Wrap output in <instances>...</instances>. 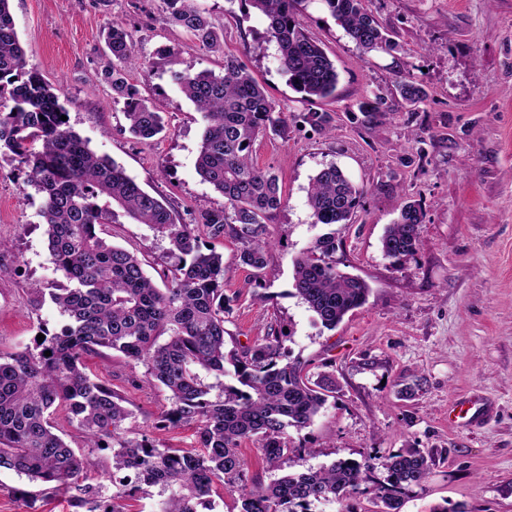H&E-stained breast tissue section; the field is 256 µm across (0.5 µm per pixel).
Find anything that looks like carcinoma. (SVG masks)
I'll return each instance as SVG.
<instances>
[{
	"mask_svg": "<svg viewBox=\"0 0 512 512\" xmlns=\"http://www.w3.org/2000/svg\"><path fill=\"white\" fill-rule=\"evenodd\" d=\"M261 15L265 41L274 43L280 70L302 99L315 103L335 97L338 73L321 44L295 18L303 0H240ZM363 53H388L396 43L366 8V0H320ZM166 21L183 28L203 47L224 55V74L210 70L171 72L204 123L196 168L202 180L224 196L221 209L202 208L198 220L210 238L231 236L238 260L258 273L265 268L269 241L263 228L285 203L278 175L252 160L256 141L288 134V115L277 110L266 89L234 55L224 52V34L192 0H163ZM109 57L104 75L116 98L123 99L128 132L152 139L166 129L161 112L140 97L125 77L137 63L134 43L120 23L107 33ZM396 88L410 106L426 92L411 74ZM0 158L25 165L26 184L42 195L51 263L65 282L49 296L65 324L40 329L41 343L20 351H0V469L14 470L53 492L71 494L87 512H130L128 500L140 486H160L170 494L158 512H198V506L224 493L234 496L237 512H311V505L368 494L380 512H401L404 496L421 486L433 465L418 448H400L375 463L338 459L319 468L301 462L303 447L288 446V430L309 428L335 397L336 384L312 379L293 358L282 332L248 346L226 349L225 317L237 297L224 294V253L201 241L190 224H181L123 166L96 155L76 134L60 103V90L28 67L10 11L0 0ZM362 191L335 164L311 178L307 203L315 224H348ZM148 226L169 244L167 284L158 287L130 250L103 237L118 213ZM425 209L403 205L382 238L384 255L397 262L420 249L419 227ZM336 237H318L294 260L295 295L321 325L334 329L363 306L369 294L364 279L336 264ZM51 355H45V352ZM116 352L131 367L145 368L141 382L168 392L164 427L193 425L197 447L160 448L128 420L132 412L112 384L86 373L83 356ZM216 379L206 382V376ZM230 376L233 382L223 378ZM83 434L86 447L112 449V469L125 472L100 499L88 483L97 462L78 453L55 424L58 411ZM258 444L268 469L290 471L268 484L248 482L240 447ZM26 512H43L39 495L15 488Z\"/></svg>",
	"mask_w": 512,
	"mask_h": 512,
	"instance_id": "carcinoma-1",
	"label": "carcinoma"
}]
</instances>
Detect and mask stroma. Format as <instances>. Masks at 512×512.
<instances>
[{
  "label": "stroma",
  "instance_id": "35a3bbf8",
  "mask_svg": "<svg viewBox=\"0 0 512 512\" xmlns=\"http://www.w3.org/2000/svg\"><path fill=\"white\" fill-rule=\"evenodd\" d=\"M224 33L278 109L294 117L287 136L259 139L254 162L279 177L285 205L267 221L272 242L260 273L238 265L234 239H217L224 254V292L237 295L225 327L227 346L248 345L276 328L311 374H327L338 391L314 423L291 434L311 448L307 467L336 459L363 461L407 447L432 455L423 486L402 512H512V0H366L394 34L392 53L365 56L320 0H304L301 27L336 66V97L302 100L278 68L265 24L240 0H194ZM31 67L60 85L70 127L97 155L122 165L184 224H198L200 205L220 209L224 197L196 170L203 123L170 78L171 70L222 74V54L208 51L165 20L163 0H10ZM132 32L140 59L176 49L151 79L127 80L162 112L167 129L148 141L126 131L120 104L103 74L104 37L112 22ZM411 73L426 91L411 106L396 91ZM381 98L365 121L361 102ZM327 112L321 133L299 115ZM336 164L363 191L351 223H313L311 178ZM25 168L0 163V350L33 345L40 329L64 319L50 301L35 303L33 285L59 280L49 260L41 199L25 188ZM422 202L426 217L414 258L392 263L381 238L402 206ZM335 231L336 263L370 286L366 304L335 329L324 328L294 294L293 260ZM114 244L136 252L157 285L166 282L167 241L142 224L112 225ZM89 374L123 395L133 422L161 448H192L189 426L156 428L166 392L134 384L121 354L89 355ZM412 388L403 397V388ZM480 401L484 413L466 420Z\"/></svg>",
  "mask_w": 512,
  "mask_h": 512
}]
</instances>
